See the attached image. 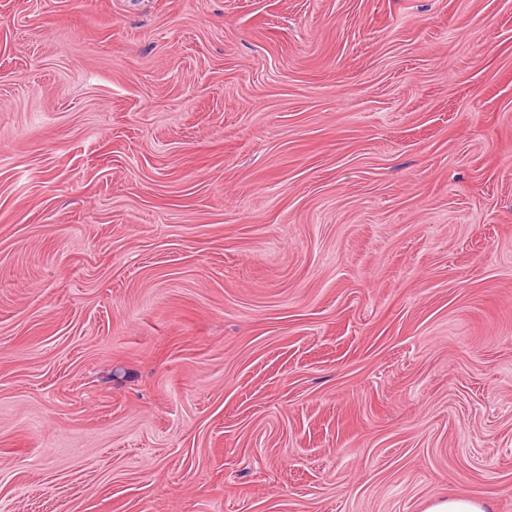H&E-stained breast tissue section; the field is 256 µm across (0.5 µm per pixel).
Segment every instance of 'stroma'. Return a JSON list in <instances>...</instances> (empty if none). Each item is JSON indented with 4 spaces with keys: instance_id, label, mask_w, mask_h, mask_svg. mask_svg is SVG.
Masks as SVG:
<instances>
[{
    "instance_id": "obj_1",
    "label": "stroma",
    "mask_w": 512,
    "mask_h": 512,
    "mask_svg": "<svg viewBox=\"0 0 512 512\" xmlns=\"http://www.w3.org/2000/svg\"><path fill=\"white\" fill-rule=\"evenodd\" d=\"M512 512V0H0V512ZM489 510L486 502L457 495L435 498L426 512H490Z\"/></svg>"
}]
</instances>
